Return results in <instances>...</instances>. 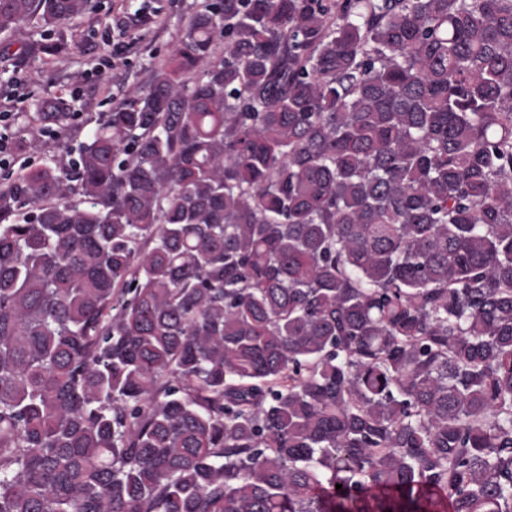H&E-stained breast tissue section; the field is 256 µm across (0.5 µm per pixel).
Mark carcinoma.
<instances>
[{
	"label": "carcinoma",
	"instance_id": "1",
	"mask_svg": "<svg viewBox=\"0 0 512 512\" xmlns=\"http://www.w3.org/2000/svg\"><path fill=\"white\" fill-rule=\"evenodd\" d=\"M0 512H512V0H214L0 185Z\"/></svg>",
	"mask_w": 512,
	"mask_h": 512
}]
</instances>
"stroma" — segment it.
I'll use <instances>...</instances> for the list:
<instances>
[{"instance_id": "35a3bbf8", "label": "stroma", "mask_w": 512, "mask_h": 512, "mask_svg": "<svg viewBox=\"0 0 512 512\" xmlns=\"http://www.w3.org/2000/svg\"><path fill=\"white\" fill-rule=\"evenodd\" d=\"M209 0H93L94 7L66 27L69 52L61 58L30 55L41 30L28 22L21 32L0 34V113L12 144L9 160L36 167L74 153L108 112L146 87L183 37L191 18ZM132 47L113 57L114 43ZM70 102L64 128L46 132L38 104Z\"/></svg>"}]
</instances>
